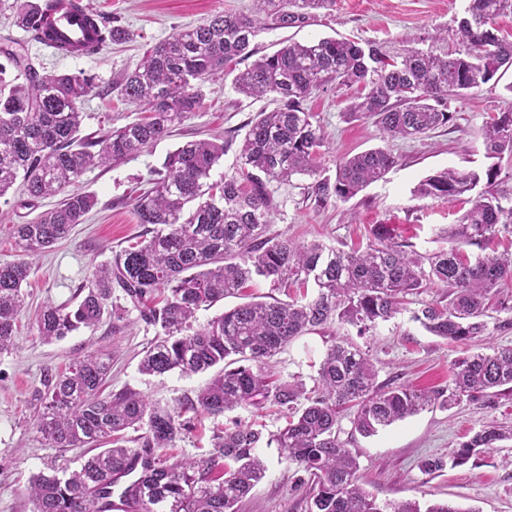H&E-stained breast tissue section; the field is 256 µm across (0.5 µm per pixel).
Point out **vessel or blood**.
Returning a JSON list of instances; mask_svg holds the SVG:
<instances>
[{"label":"vessel or blood","instance_id":"vessel-or-blood-1","mask_svg":"<svg viewBox=\"0 0 512 512\" xmlns=\"http://www.w3.org/2000/svg\"><path fill=\"white\" fill-rule=\"evenodd\" d=\"M86 15L85 6L74 7L69 0H58L44 28L36 32L38 44L51 49L76 44L84 46L86 55L98 54L100 47L86 27Z\"/></svg>","mask_w":512,"mask_h":512}]
</instances>
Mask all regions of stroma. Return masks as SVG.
<instances>
[{
    "label": "stroma",
    "mask_w": 512,
    "mask_h": 512,
    "mask_svg": "<svg viewBox=\"0 0 512 512\" xmlns=\"http://www.w3.org/2000/svg\"><path fill=\"white\" fill-rule=\"evenodd\" d=\"M106 20L127 29L128 41L110 44L93 57L61 58L32 43L25 30L13 26L0 14V41H13L25 50L37 68L46 72H82L96 79L97 91L80 104L84 114L82 134L101 128L120 127L140 115L111 85L140 64L151 49L177 30L206 22L212 15L232 11L251 13L252 0H87ZM467 0H335L331 10H318L317 19L303 28L269 31L258 38L262 52L278 49L292 39L309 42L334 36L362 43L373 42L388 54L420 49L456 56L463 46L456 35L457 21ZM203 87L200 108L177 124L171 137L117 167L88 170L77 188L96 196L97 204L83 224L33 261L34 271L24 290L25 308L20 316L14 347L0 353V512H32L26 487L30 477L43 471L54 458L78 466L82 449L61 452L50 447L35 427L34 398L46 376L64 371L69 363L92 351L112 356L107 392L134 389L163 407L195 399L210 380V373L184 375L173 371L160 376L142 374L139 363L145 350L158 337L156 327L146 324L136 308H128L119 327L103 323L95 330H82L63 340L44 342L33 321L42 305L74 299L95 267L140 240L145 228L134 214V197L146 187L154 168L180 144L198 139H227L241 142L245 123L262 109L273 110L274 101L254 100L236 92L235 72ZM357 88L327 87L306 102L325 133L321 165L334 175L337 163L346 156L382 147L396 158V165L379 181L371 183L346 202L320 208L308 199L307 178L271 187L276 209L269 230L307 244L321 242L345 249L368 242L377 225H387L394 240L410 242L422 254L448 245L442 229L456 223L467 203L438 198H419L413 190L435 172L453 168L485 170L490 160L481 136L484 124L498 113L512 109V69L502 70L487 84L450 97L452 115L447 125L414 139L385 137L371 120L346 121L342 111ZM20 188L0 200V262L14 260L17 250L10 236L11 225L30 220L53 208L54 199L23 206ZM443 288H428L409 296L405 312L379 323L370 333L337 321L300 337L272 361L275 376L303 382L314 390L319 362L335 342L344 340L369 353L378 371V383L418 388L447 387L453 362L465 350L492 352L512 347V330L491 335L464 346L433 336L411 318L420 303L447 301ZM192 431L175 448L171 459H192L209 451L214 432L231 421L262 424L264 434L283 424L275 409L238 408L218 415L187 413ZM496 422L512 427V396L505 395L496 408L462 401L449 408L425 410L407 417L377 434L354 433L349 419H342L339 437L357 455L361 481L378 502L416 499L421 503L448 501L465 512H512V442L480 455L468 464L448 465L449 453L463 437ZM258 455L267 472L238 505L239 512H308L301 471L289 464L280 449L261 447ZM442 462V469L428 472L424 462Z\"/></svg>",
    "instance_id": "1"
}]
</instances>
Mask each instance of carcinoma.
<instances>
[{"label":"carcinoma","mask_w":512,"mask_h":512,"mask_svg":"<svg viewBox=\"0 0 512 512\" xmlns=\"http://www.w3.org/2000/svg\"><path fill=\"white\" fill-rule=\"evenodd\" d=\"M332 2L254 0L250 14L219 12L173 33L118 82L120 96L147 116L92 136H80L78 102L94 88L93 77L42 74L33 63L22 64L4 52L15 73L6 79V67L0 65V198L18 183L29 205L59 194L63 199L35 220L13 225L18 258L0 262V351L14 345L25 304L22 284L33 259L66 238L97 204L94 195L73 189L85 172L118 166L169 137L175 123L199 108L204 84L223 75L229 63L258 55L261 33L304 27L312 19L306 8ZM43 6V0H13L7 8L14 11L16 25L29 31ZM508 12L512 0H469L456 29L465 49L455 57L411 49L397 60L373 45L325 37L259 55L236 75L238 93L270 97L278 104L246 123L236 174L212 180L232 147L229 141H188L168 153L153 171L152 187L135 199L138 223L152 225L148 237L97 266L75 305L47 304L34 319L46 342L93 330L106 319L115 331L126 313L112 302L117 286L139 308L142 320L162 330V338L140 361L142 374L215 373L196 400L172 409L131 389L102 396L111 370L108 354L91 352L46 378L36 396L38 432L53 448H85L90 456L67 474H55L53 462L50 473L32 476L33 512H238L237 504L265 477L256 455L263 442L309 475V512H466L449 502H377L364 489L357 458L339 438L338 425L346 414L353 430L369 437L464 397L493 408L502 390L512 392V347L456 360L446 392L380 385L370 359L344 341L323 355L314 395L303 383L274 379L264 368L297 338L335 318L363 335L404 310L407 296L433 285L448 289V303H424L412 311V320L454 343L490 335L488 311L497 305L512 312L499 298L512 280V254L472 261L461 247L485 249L500 225L512 224V187L498 180L500 166L494 163L482 172L446 169L418 184L416 196L451 201L485 183L458 223L444 230L450 247L425 255L394 241L382 224L363 249L270 236V186L306 176L311 179L308 194L325 207L353 198L384 177L396 159L380 147L347 156L336 165L335 177L324 175V133L306 101L328 85H356L363 93L345 107L348 121L373 118L392 139L415 138L446 125L452 119L448 97L512 67V41L494 27V20ZM94 18L88 23L100 43L126 38L121 26H99ZM482 138L487 157L512 158V110L485 123ZM256 280L311 285L315 293L308 300L254 298L185 334L198 311L242 296ZM266 405L285 419L268 439L236 422L213 436L205 458L172 461L166 456V449L190 431L183 419L187 411L220 415ZM130 429L139 433L135 448L124 446ZM503 440L512 441V429L490 423L454 448L451 464L464 465Z\"/></svg>","instance_id":"1"}]
</instances>
